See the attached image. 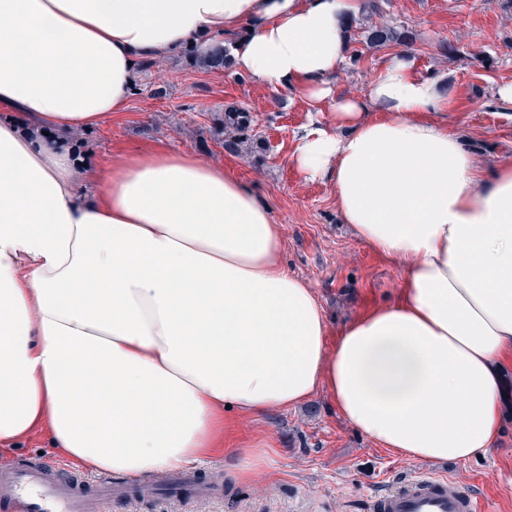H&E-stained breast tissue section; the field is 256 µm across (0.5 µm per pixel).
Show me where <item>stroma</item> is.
Wrapping results in <instances>:
<instances>
[{"label": "stroma", "instance_id": "obj_1", "mask_svg": "<svg viewBox=\"0 0 512 512\" xmlns=\"http://www.w3.org/2000/svg\"><path fill=\"white\" fill-rule=\"evenodd\" d=\"M374 25L393 27L411 41L367 46L365 33ZM350 34L336 75L341 93L363 94L392 56H406L418 75L440 80L449 99L441 118L481 168L512 159V105L496 96L498 86L512 83V0H360ZM357 52L362 58L356 63ZM233 107L251 113L252 133L263 141L264 151L225 150L219 118ZM333 110V100L314 106L300 91L274 90L230 69H202L178 51L139 65L122 111L73 131L71 139L95 168L127 156L171 151L195 153L232 170L272 205L284 228L283 263L315 290L338 327L366 307L392 300L402 272L342 224L332 184L307 178L292 160L310 116L324 121ZM503 413L504 432L488 456L416 462L354 432L327 396L318 394L292 410L229 417L219 448L194 467L198 478L216 480L221 491L131 496L128 476L116 474L110 512H365L372 495L419 471L471 488L485 512H512V405ZM261 436L275 448L269 470L251 482L237 480V450ZM41 457L61 464L62 480L84 481V512H100L93 471L73 467L52 448L45 431L0 455V463Z\"/></svg>", "mask_w": 512, "mask_h": 512}]
</instances>
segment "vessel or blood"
I'll use <instances>...</instances> for the list:
<instances>
[{
  "label": "vessel or blood",
  "mask_w": 512,
  "mask_h": 512,
  "mask_svg": "<svg viewBox=\"0 0 512 512\" xmlns=\"http://www.w3.org/2000/svg\"><path fill=\"white\" fill-rule=\"evenodd\" d=\"M58 464L43 461L0 470V512H82L84 495L77 483L58 477ZM372 512H482L474 494L453 489L446 478L412 475L399 488L373 499Z\"/></svg>",
  "instance_id": "1"
}]
</instances>
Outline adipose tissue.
Instances as JSON below:
<instances>
[{
  "mask_svg": "<svg viewBox=\"0 0 512 512\" xmlns=\"http://www.w3.org/2000/svg\"><path fill=\"white\" fill-rule=\"evenodd\" d=\"M357 0H0V451L37 428L74 467L181 469L256 417L327 393L409 461L497 448L512 360V162L476 167L432 116L438 80L394 57L338 94ZM313 103L293 154L343 223L398 265L396 297L333 328L281 260L271 206L192 154L131 157L79 187L69 132L120 111L141 57L200 36ZM375 105L379 118L367 116ZM31 116L19 123L13 111Z\"/></svg>",
  "mask_w": 512,
  "mask_h": 512,
  "instance_id": "obj_1",
  "label": "adipose tissue"
}]
</instances>
